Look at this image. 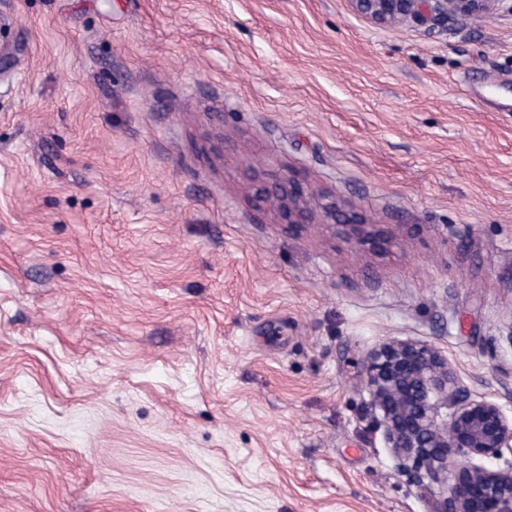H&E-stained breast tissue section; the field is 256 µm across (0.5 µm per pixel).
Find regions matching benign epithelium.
<instances>
[{"instance_id":"obj_1","label":"benign epithelium","mask_w":512,"mask_h":512,"mask_svg":"<svg viewBox=\"0 0 512 512\" xmlns=\"http://www.w3.org/2000/svg\"><path fill=\"white\" fill-rule=\"evenodd\" d=\"M353 12L382 27L435 25L460 18L512 14V0H349ZM308 185L297 174L283 177L281 215L291 228L313 221L305 206ZM322 223L346 240L381 248L382 232L332 199L321 207ZM376 425L399 467L415 483L439 485L431 512H512V465L493 470L488 458L512 455V416L498 398L470 390L434 345L414 338H389L363 360Z\"/></svg>"}]
</instances>
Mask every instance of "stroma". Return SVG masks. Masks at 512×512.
Instances as JSON below:
<instances>
[{"label": "stroma", "instance_id": "stroma-1", "mask_svg": "<svg viewBox=\"0 0 512 512\" xmlns=\"http://www.w3.org/2000/svg\"><path fill=\"white\" fill-rule=\"evenodd\" d=\"M0 512H430L379 342L512 390V15L0 0ZM304 178L371 251L283 224ZM321 223L334 229L349 242L381 248L388 243V237L382 232L369 229L373 224H365L356 214L342 209L332 198L321 207Z\"/></svg>", "mask_w": 512, "mask_h": 512}]
</instances>
